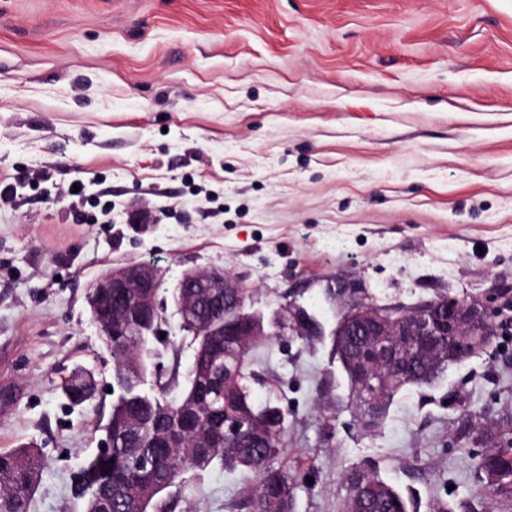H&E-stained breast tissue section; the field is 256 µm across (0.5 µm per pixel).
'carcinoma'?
I'll return each mask as SVG.
<instances>
[{
    "mask_svg": "<svg viewBox=\"0 0 512 512\" xmlns=\"http://www.w3.org/2000/svg\"><path fill=\"white\" fill-rule=\"evenodd\" d=\"M178 330L191 338L194 351L183 373L184 391L178 399H170L166 385L155 379L156 389L138 398L130 397L120 378L126 374L152 375L150 361L155 353V332L141 331L135 338L124 336L107 326L100 328V339L112 357V408L109 419L116 437L112 449L98 453L74 475L73 489L82 500L83 512H94L97 494L112 487V500L119 512H164L168 508L165 492L180 483L188 471L205 470L219 464L238 471L244 484L243 508L246 512H294L295 489L293 476L285 459L284 435L288 414L266 402L256 405L250 396L249 373L246 370L248 352L267 340L265 336L224 337V358L238 359L239 368L225 374L224 391L215 398L213 407L226 423L237 422L241 432L232 441L224 442V427L214 430L215 447L194 448L195 432L211 428V413L201 409L188 414L182 399L195 391L197 373L208 358L205 337L193 335L186 323ZM349 392L355 401L369 407L381 397L386 402L408 385H429L439 379L449 367L442 361L427 376L420 369L403 374L384 373L378 389L368 395L355 388L351 370L340 360ZM92 384L84 376H73L64 393L73 405L90 397ZM472 439L486 443L491 450L476 462V470L484 475L486 487L500 493H512V424L497 430L475 426ZM152 456L157 460V484L148 487L144 479L129 468L131 452ZM46 460L42 453L29 446L0 452V512H30L31 497L42 479ZM348 494L342 512H414L409 498L379 475L352 468L346 474Z\"/></svg>",
    "mask_w": 512,
    "mask_h": 512,
    "instance_id": "obj_1",
    "label": "carcinoma"
}]
</instances>
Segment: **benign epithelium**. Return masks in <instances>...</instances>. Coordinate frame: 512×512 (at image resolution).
<instances>
[{
	"label": "benign epithelium",
	"mask_w": 512,
	"mask_h": 512,
	"mask_svg": "<svg viewBox=\"0 0 512 512\" xmlns=\"http://www.w3.org/2000/svg\"><path fill=\"white\" fill-rule=\"evenodd\" d=\"M160 271L144 262H129L111 267L91 284L93 299L107 301L105 314L112 325L128 333L137 326V315L156 306ZM241 285L221 267L187 269L174 285V302L185 321L200 315L224 316V324L205 332L210 336H262L259 320L241 312V306L225 302L228 294L239 295ZM492 309L478 299L465 302L442 296L425 301L409 316L392 317L375 306L357 302L350 305L338 321L336 347L348 351L363 343L373 364L405 372L410 362L425 358L443 346L453 348L459 336H479L493 347L499 323L491 320ZM229 366L224 356L214 359L207 383L224 379Z\"/></svg>",
	"instance_id": "benign-epithelium-1"
}]
</instances>
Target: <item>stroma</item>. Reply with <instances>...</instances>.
<instances>
[{
  "label": "stroma",
  "instance_id": "1",
  "mask_svg": "<svg viewBox=\"0 0 512 512\" xmlns=\"http://www.w3.org/2000/svg\"><path fill=\"white\" fill-rule=\"evenodd\" d=\"M1 184L0 451L46 459L30 512H82L72 476L112 404L87 291L126 262L167 286L172 399L193 349L169 287L221 267L250 290L274 337L250 352L249 387L288 414L294 512H340L355 466L417 512H505L506 496L478 495L488 447L465 433L512 419V319L368 430L331 286L382 307H512V0H0ZM294 307L312 330L283 327ZM77 370L95 393L73 406L61 387ZM243 497L217 465L170 490L173 512H243Z\"/></svg>",
  "mask_w": 512,
  "mask_h": 512
}]
</instances>
